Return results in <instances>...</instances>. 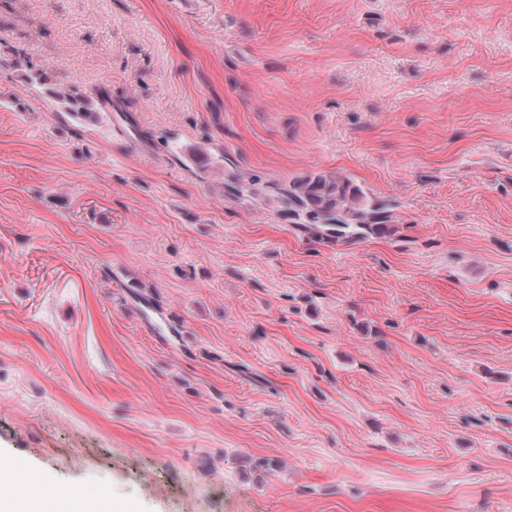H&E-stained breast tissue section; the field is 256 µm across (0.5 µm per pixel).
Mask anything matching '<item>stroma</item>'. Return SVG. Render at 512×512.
<instances>
[{"instance_id": "obj_1", "label": "stroma", "mask_w": 512, "mask_h": 512, "mask_svg": "<svg viewBox=\"0 0 512 512\" xmlns=\"http://www.w3.org/2000/svg\"><path fill=\"white\" fill-rule=\"evenodd\" d=\"M13 46L112 97L77 123L0 66L17 497L512 512V0H0ZM170 132L271 180L340 170L405 222L318 241Z\"/></svg>"}]
</instances>
